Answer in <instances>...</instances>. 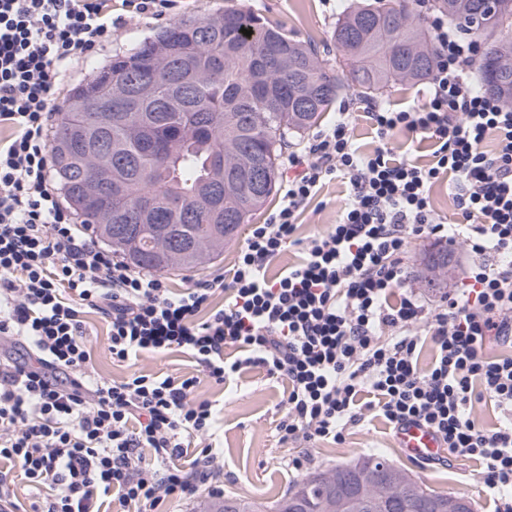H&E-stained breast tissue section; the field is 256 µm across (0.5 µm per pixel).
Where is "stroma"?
Returning <instances> with one entry per match:
<instances>
[{"instance_id":"35a3bbf8","label":"stroma","mask_w":512,"mask_h":512,"mask_svg":"<svg viewBox=\"0 0 512 512\" xmlns=\"http://www.w3.org/2000/svg\"><path fill=\"white\" fill-rule=\"evenodd\" d=\"M109 4L117 19L112 28L111 45L97 54L94 62L71 70L57 92L58 100H65L70 89L89 79L94 66L108 64L113 54L131 48L171 22L188 15L204 17L229 8L244 7L269 23L281 25L294 38L312 43L319 58L332 61L338 53L331 31L339 12L328 0H181L177 8L161 19L128 13L122 0H109ZM344 199L345 187L339 180L324 182L297 220L298 235L307 238L336 223ZM441 249L448 252L447 267L436 271L433 279H425L423 272L431 255ZM468 259L461 247L446 249L431 238L411 239L404 256L412 285L434 300L460 286ZM85 318L93 330L90 345L95 376L120 381L136 370L171 376L197 371L192 359L178 350L149 354L133 365L115 362L108 350L107 324L102 315L91 311ZM196 394L216 402L220 411L218 440L223 456L218 461L217 479L223 483L225 492L271 502L305 475L329 470L379 448L391 464L418 477L435 491L467 495L476 512H502L504 508L503 501L485 488L479 463L456 457L428 463L407 456L397 446L395 431L379 418L368 425L350 428L344 440L336 443L321 442L309 447L300 442H279L275 426L288 395V384L280 379H266L260 370H248L221 386L202 380ZM298 455L307 459L300 470L289 464L290 459Z\"/></svg>"}]
</instances>
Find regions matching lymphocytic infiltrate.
Returning a JSON list of instances; mask_svg holds the SVG:
<instances>
[{
    "label": "lymphocytic infiltrate",
    "instance_id": "lymphocytic-infiltrate-1",
    "mask_svg": "<svg viewBox=\"0 0 512 512\" xmlns=\"http://www.w3.org/2000/svg\"><path fill=\"white\" fill-rule=\"evenodd\" d=\"M431 34L437 63L425 103H369L380 140L370 152L353 138V113L341 110L289 155L282 205L251 226L231 279L174 292L76 223L52 177L54 95L71 65L111 42L108 0H0V128L10 132L0 143V344L21 339L29 349L0 362V499L15 467L40 496L34 512H101L111 495L137 512L202 489L222 496L213 479L219 412L195 391L201 378L220 385L251 367L288 380L280 441L337 442L374 413L431 430L444 451L485 465L490 491L512 492V108L475 87V40L439 16ZM402 132L430 141L431 163L395 158L387 142ZM328 177L348 187L337 223L297 238L299 211ZM442 180L461 223L431 207ZM423 236L473 256L463 287L433 307L404 263L409 240ZM290 247L299 261L269 276ZM88 308L109 323L113 360L179 349L202 376H92ZM423 334L433 345L424 367ZM490 339L506 354L487 356ZM485 397L500 415L489 431L472 417ZM188 438L201 448L184 467Z\"/></svg>",
    "mask_w": 512,
    "mask_h": 512
}]
</instances>
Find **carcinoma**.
Masks as SVG:
<instances>
[{"label":"carcinoma","instance_id":"carcinoma-1","mask_svg":"<svg viewBox=\"0 0 512 512\" xmlns=\"http://www.w3.org/2000/svg\"><path fill=\"white\" fill-rule=\"evenodd\" d=\"M413 0H362L336 20L343 62L319 60L303 41L251 11L186 16L75 86L50 144L66 203L95 236L136 267L197 268L220 256L276 187L288 139L300 138L342 94L381 98L396 81L418 83L436 65ZM457 28L482 42L477 84L512 102V0H433ZM252 31L249 36L241 29ZM220 190V208L202 188ZM144 195L156 214L132 238L115 235ZM393 476L412 488L389 512H437L419 497L448 502L378 453L315 472L272 505L224 495L212 512H336V496L364 477Z\"/></svg>","mask_w":512,"mask_h":512}]
</instances>
